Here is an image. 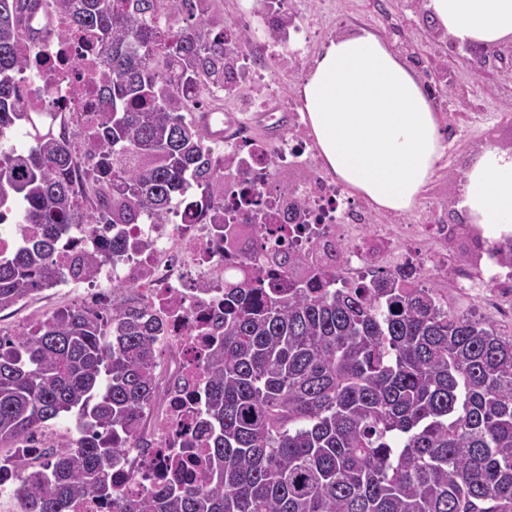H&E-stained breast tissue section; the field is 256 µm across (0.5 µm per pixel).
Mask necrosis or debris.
Returning a JSON list of instances; mask_svg holds the SVG:
<instances>
[{"instance_id":"necrosis-or-debris-1","label":"necrosis or debris","mask_w":512,"mask_h":512,"mask_svg":"<svg viewBox=\"0 0 512 512\" xmlns=\"http://www.w3.org/2000/svg\"><path fill=\"white\" fill-rule=\"evenodd\" d=\"M34 13L39 23L33 26L25 20L21 26L27 31L26 43L38 47L44 63L26 76L32 87L27 101L64 121L94 122L97 109L88 103L86 82L99 46L67 37L65 21L53 13L50 0H37ZM309 42L305 29L291 27L279 36L265 35L245 48L235 68L252 72L256 83L266 84L268 59L296 57ZM310 144L298 123L272 145L233 128L224 136L225 154L242 162L245 186L261 190V207L277 226L263 239L265 250L305 257L320 254L330 270L349 280L371 277L381 267L394 272L413 266L437 274L448 269L454 285L474 289L486 302L512 298V273L498 246L477 239L481 258L469 263L449 255L448 244L455 237L475 236L472 225L445 223L436 212L424 214L408 234L399 224L372 223L369 205L347 197L345 188L326 175ZM301 162L310 168L309 177L293 183L290 196L281 195L273 184L274 169ZM122 232L136 247L120 260L108 257L111 235L91 236L79 226L61 242L57 259L66 264L79 253H104L87 281L89 288L134 287L164 324V382L158 402L166 428L154 432L152 448L135 449V474L124 469L113 473L115 484L127 494L144 496L201 474L202 457L191 442L200 435L208 388L204 360L224 319V275L239 259L225 255L212 225L196 223L183 204L172 210L166 223L126 224ZM488 258L493 261L489 267L484 264Z\"/></svg>"}]
</instances>
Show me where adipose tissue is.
Returning <instances> with one entry per match:
<instances>
[{
	"label": "adipose tissue",
	"instance_id": "ef3b65f1",
	"mask_svg": "<svg viewBox=\"0 0 512 512\" xmlns=\"http://www.w3.org/2000/svg\"><path fill=\"white\" fill-rule=\"evenodd\" d=\"M425 8L453 43H512V0H426ZM298 97L328 169L348 191L385 211L418 206L448 142L419 79L382 37H332ZM457 206L487 244L512 236V150L478 152Z\"/></svg>",
	"mask_w": 512,
	"mask_h": 512
}]
</instances>
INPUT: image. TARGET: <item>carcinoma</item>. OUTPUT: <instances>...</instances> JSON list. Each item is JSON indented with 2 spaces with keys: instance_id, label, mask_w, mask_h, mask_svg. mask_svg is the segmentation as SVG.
Instances as JSON below:
<instances>
[{
  "instance_id": "cac0c4a2",
  "label": "carcinoma",
  "mask_w": 512,
  "mask_h": 512,
  "mask_svg": "<svg viewBox=\"0 0 512 512\" xmlns=\"http://www.w3.org/2000/svg\"><path fill=\"white\" fill-rule=\"evenodd\" d=\"M189 0H52L69 32L102 49L91 95L99 119L68 135L37 125L17 76L41 63L19 52L28 0H0V223L39 234L0 258V311L57 286L72 225L162 224L178 197L224 209V170L208 132L169 105L152 64L159 38L198 105L224 89L237 43ZM27 126L30 145L11 133ZM99 151L95 197L75 190L72 140ZM236 169V168H234ZM242 175L241 169H236ZM259 211L216 225L225 247L259 234ZM286 252L241 259L224 275V328L206 356L209 433L202 481L128 497L112 482L139 448L156 406L163 325L112 295V314L58 310L0 336V490L20 512H76L92 495L111 512H512V338L459 317L411 275L349 283ZM75 419L77 437L44 432Z\"/></svg>"
}]
</instances>
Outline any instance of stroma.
I'll return each instance as SVG.
<instances>
[{
	"mask_svg": "<svg viewBox=\"0 0 512 512\" xmlns=\"http://www.w3.org/2000/svg\"><path fill=\"white\" fill-rule=\"evenodd\" d=\"M295 17L298 25L318 18L320 36L305 49L301 60L288 64L272 62L269 76L280 96L295 94L315 59L329 39L337 32L365 29L385 39L427 86L432 103L444 125H463L466 134L448 143V151L425 188L416 210L389 215L375 211V223L396 218L411 224L419 213L436 209L458 221L455 205L461 179L475 154L485 146L512 149V72L494 68L481 71L470 69L463 47L440 34L420 0H297ZM259 96L257 84H238L233 95L221 100L215 110L217 117H232L246 124L253 137L274 139L285 134L292 123L289 113H279L277 125H270L264 113L252 111ZM433 288L447 301L456 314L473 319L496 318L504 332H512V322L497 319L494 309L464 288L451 287L448 279L434 278ZM86 290L82 286H57L46 290L16 307L0 312V332L14 333L33 326L45 316L63 308L86 305Z\"/></svg>",
	"mask_w": 512,
	"mask_h": 512,
	"instance_id": "35a3bbf8",
	"label": "stroma"
}]
</instances>
